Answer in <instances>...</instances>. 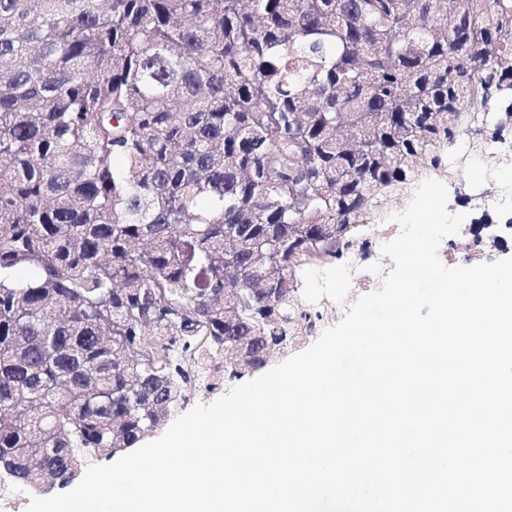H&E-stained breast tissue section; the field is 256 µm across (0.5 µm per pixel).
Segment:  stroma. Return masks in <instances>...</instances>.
<instances>
[{"mask_svg":"<svg viewBox=\"0 0 512 512\" xmlns=\"http://www.w3.org/2000/svg\"><path fill=\"white\" fill-rule=\"evenodd\" d=\"M467 140V151H460L458 144L449 145L448 166L427 173L428 178L446 184L448 211L465 216L459 233L444 239L439 247V258L449 267L470 265L471 253L465 245L476 237L482 240L481 261L512 257V230L499 223L501 217L512 216V205L491 207L483 198L488 190L483 158L491 143L485 136L475 134L468 135ZM414 190V185H407L396 198L380 201L370 208L357 231L355 247L345 251L341 258L315 260L297 269L296 296L301 315L296 318L287 343L270 355L268 366H276L308 348L324 328L342 319L348 305L380 288V276L368 273L366 267L378 262L384 270L393 269L392 260L382 256L380 247L398 234L399 227L391 222L390 216L408 205ZM484 215L492 219L493 228L478 229L476 221ZM496 235L501 238L497 244L492 241Z\"/></svg>","mask_w":512,"mask_h":512,"instance_id":"1","label":"stroma"}]
</instances>
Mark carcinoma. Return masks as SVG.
Listing matches in <instances>:
<instances>
[{"label":"carcinoma","instance_id":"cac0c4a2","mask_svg":"<svg viewBox=\"0 0 512 512\" xmlns=\"http://www.w3.org/2000/svg\"><path fill=\"white\" fill-rule=\"evenodd\" d=\"M512 129V0H0V476L65 488L189 368L261 369L296 268Z\"/></svg>","mask_w":512,"mask_h":512}]
</instances>
